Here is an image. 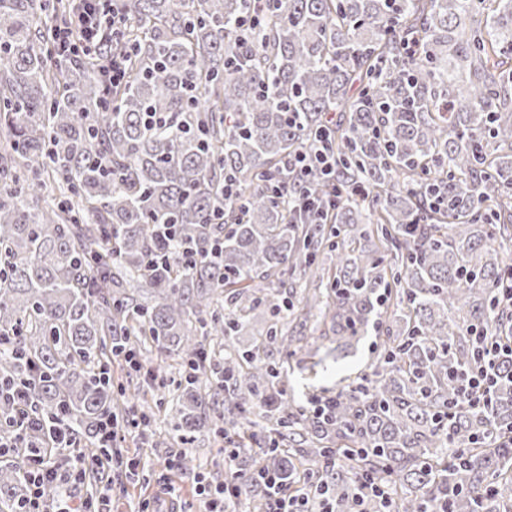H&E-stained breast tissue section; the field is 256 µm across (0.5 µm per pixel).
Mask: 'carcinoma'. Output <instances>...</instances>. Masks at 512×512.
I'll list each match as a JSON object with an SVG mask.
<instances>
[{"mask_svg": "<svg viewBox=\"0 0 512 512\" xmlns=\"http://www.w3.org/2000/svg\"><path fill=\"white\" fill-rule=\"evenodd\" d=\"M66 9L0 0V377L33 380L38 412H64L87 446L114 411L113 356L174 360L184 475L207 426L293 488L348 452L322 475L336 512H361L360 483L385 481L398 512H512V355L486 408L448 415L474 332L512 334L496 300L512 284V0H124V39L105 43L135 51L110 105L91 57L56 52L49 15ZM325 130L335 170L304 186L336 209L293 224L271 184ZM327 261L303 321L332 344L379 343L372 373L320 412L285 393L264 344L236 338L262 308L266 341L296 355L269 278ZM151 392L166 399L165 382L128 407L149 417ZM252 404L259 432L244 437ZM26 494L0 461V512ZM246 507L268 512L261 482Z\"/></svg>", "mask_w": 512, "mask_h": 512, "instance_id": "1", "label": "carcinoma"}]
</instances>
